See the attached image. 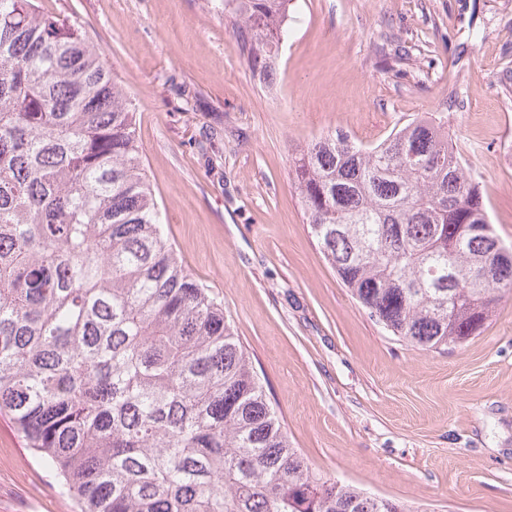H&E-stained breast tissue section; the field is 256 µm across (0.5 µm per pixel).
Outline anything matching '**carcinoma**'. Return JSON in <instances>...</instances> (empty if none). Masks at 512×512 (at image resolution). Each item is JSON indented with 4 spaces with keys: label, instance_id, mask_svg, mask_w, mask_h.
<instances>
[{
    "label": "carcinoma",
    "instance_id": "obj_1",
    "mask_svg": "<svg viewBox=\"0 0 512 512\" xmlns=\"http://www.w3.org/2000/svg\"><path fill=\"white\" fill-rule=\"evenodd\" d=\"M293 0L224 8L268 80ZM294 173L312 234L413 346L476 336L512 250L437 118L365 148L336 131ZM77 512H416L314 472L224 308L165 237L135 109L75 20L0 0V414Z\"/></svg>",
    "mask_w": 512,
    "mask_h": 512
}]
</instances>
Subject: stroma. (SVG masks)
<instances>
[{"label":"stroma","mask_w":512,"mask_h":512,"mask_svg":"<svg viewBox=\"0 0 512 512\" xmlns=\"http://www.w3.org/2000/svg\"><path fill=\"white\" fill-rule=\"evenodd\" d=\"M132 101L164 230L222 304L308 465L421 512H512V296L442 350L392 336L310 232L294 174L330 131L440 116L512 248V0H297L271 86L207 0H42ZM0 512H75L0 415Z\"/></svg>","instance_id":"obj_1"}]
</instances>
